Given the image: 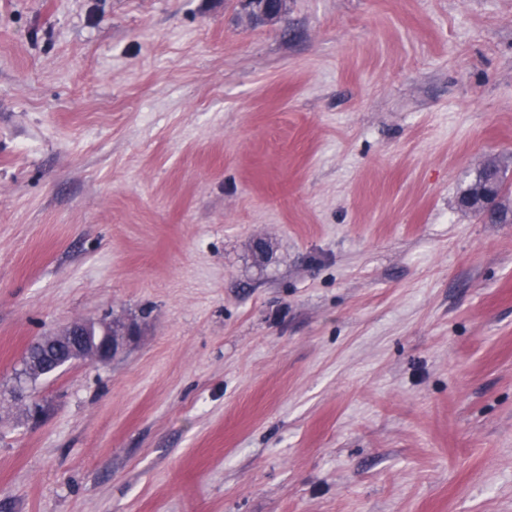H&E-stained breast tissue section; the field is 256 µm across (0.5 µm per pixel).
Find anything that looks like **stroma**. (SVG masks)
Listing matches in <instances>:
<instances>
[{
	"instance_id": "1",
	"label": "stroma",
	"mask_w": 512,
	"mask_h": 512,
	"mask_svg": "<svg viewBox=\"0 0 512 512\" xmlns=\"http://www.w3.org/2000/svg\"><path fill=\"white\" fill-rule=\"evenodd\" d=\"M489 161L512 0H0V512H512ZM242 6L254 16L261 15L264 18H278L283 10V0H242ZM486 172L485 179L480 181L475 187L468 190L475 182L477 175L481 172L479 169L474 182L470 185L461 197L459 205L463 209H474V210H485L488 211L493 218L501 217L500 210L498 207V199L500 197V183L501 176L496 173L497 166L494 164H488L483 168ZM84 328L85 324L83 323L74 324L64 336L48 337L35 345L44 344L46 351L53 354L59 364L85 354L94 356L100 363L110 362L116 347L114 336H112V328L107 329L104 336H101L98 341L97 339L101 334L97 333L94 325L86 326L85 336ZM82 336L85 337V342L88 344L97 342L89 346L85 344Z\"/></svg>"
}]
</instances>
